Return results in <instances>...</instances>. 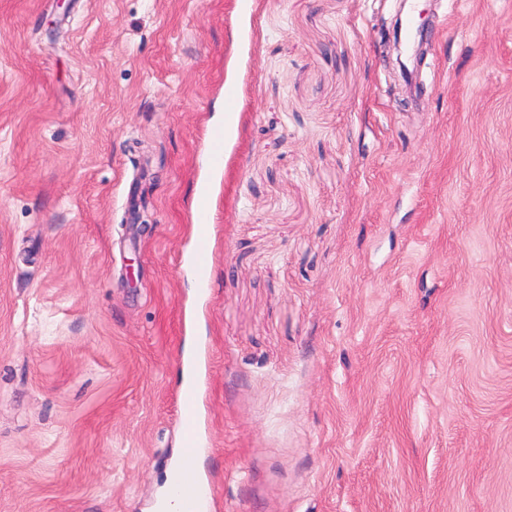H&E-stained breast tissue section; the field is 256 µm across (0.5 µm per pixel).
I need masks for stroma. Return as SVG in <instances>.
<instances>
[{"label":"stroma","mask_w":512,"mask_h":512,"mask_svg":"<svg viewBox=\"0 0 512 512\" xmlns=\"http://www.w3.org/2000/svg\"><path fill=\"white\" fill-rule=\"evenodd\" d=\"M399 3L0 0V512H161L187 381L217 512H512V0ZM208 221V211L202 206L197 215V235L192 256V263L202 277L206 273L210 257V232L209 224H207Z\"/></svg>","instance_id":"obj_1"}]
</instances>
